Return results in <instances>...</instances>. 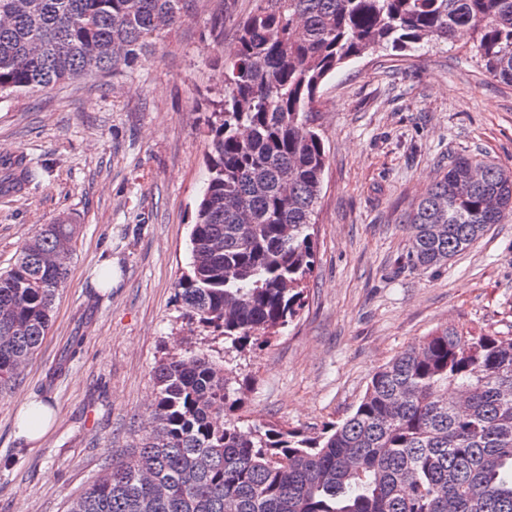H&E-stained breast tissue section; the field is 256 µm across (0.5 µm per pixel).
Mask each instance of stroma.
<instances>
[{
    "mask_svg": "<svg viewBox=\"0 0 512 512\" xmlns=\"http://www.w3.org/2000/svg\"><path fill=\"white\" fill-rule=\"evenodd\" d=\"M255 0H191L155 52L0 102V147L39 176L0 194V271L59 215L80 234L53 325L0 394V512H67L143 432L158 363L208 350L237 371L244 424L318 431L345 419L374 371L433 330L512 335V217L436 272L412 270L404 215L460 153L512 168V86L471 45L389 50L337 69L313 104L327 167L305 307L238 351L189 321L175 283L208 177L207 120ZM111 259L112 272L99 264ZM49 400L47 435H17L19 399Z\"/></svg>",
    "mask_w": 512,
    "mask_h": 512,
    "instance_id": "obj_1",
    "label": "stroma"
}]
</instances>
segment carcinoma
Wrapping results in <instances>:
<instances>
[{"label":"carcinoma","instance_id":"carcinoma-1","mask_svg":"<svg viewBox=\"0 0 512 512\" xmlns=\"http://www.w3.org/2000/svg\"><path fill=\"white\" fill-rule=\"evenodd\" d=\"M188 0H0V100L152 53ZM224 62L208 182L176 282L191 317L236 348L290 326L315 263L327 162L312 123L322 83L391 49L473 44L512 86V0H255ZM512 216V171L456 156L406 213L408 263L448 265ZM43 224L0 272V394L42 345L68 278ZM136 448L67 512H512V336L437 329L371 376L352 413L308 434L241 426L239 378L203 350L162 360Z\"/></svg>","mask_w":512,"mask_h":512}]
</instances>
